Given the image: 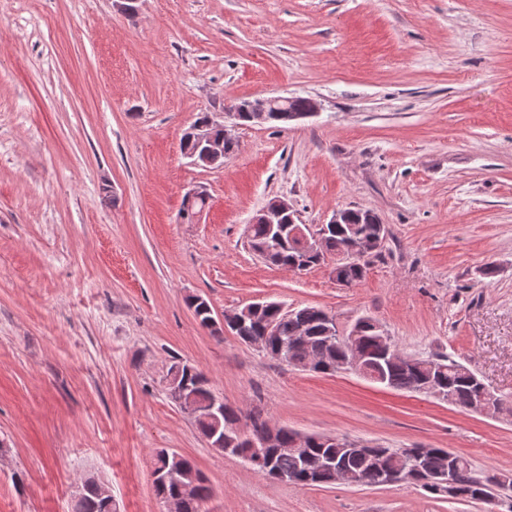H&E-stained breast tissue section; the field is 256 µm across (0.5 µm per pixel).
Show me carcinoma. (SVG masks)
Instances as JSON below:
<instances>
[{
  "label": "carcinoma",
  "mask_w": 512,
  "mask_h": 512,
  "mask_svg": "<svg viewBox=\"0 0 512 512\" xmlns=\"http://www.w3.org/2000/svg\"><path fill=\"white\" fill-rule=\"evenodd\" d=\"M352 224H338L323 234L319 253L312 258V266L325 260L326 256H336V279L345 286L356 285L364 278V264L358 258L350 257L352 232L356 231L369 242L370 255L381 253L386 227L377 222V215L369 209H352ZM322 311L315 306L281 310V304L270 302L264 307L257 321L248 322L235 330L242 342L261 344L260 350L267 355L282 354L289 366L306 369L314 365L312 372L327 373V368H340L352 353L357 352L366 358L372 370L381 378L380 384L394 390L418 392L425 385L432 386L443 394L442 400L463 410L471 409L473 400L478 398L477 385L472 381L474 372L459 364L446 354L430 353L418 356L415 363L408 364L387 357L385 347L379 342L384 332L382 326L370 317H360L356 322L360 332L356 336L332 337L322 332ZM275 324L274 332L265 334L263 321ZM200 401H206L212 394L206 376L197 371L189 377ZM222 422L226 430H240L245 435H254L265 424L261 413L252 412L239 415L233 408L224 406ZM297 431L283 427L280 432L279 447L269 451L264 462L253 470L264 477L275 475L294 477V483L302 486H330L336 484V468L352 473L363 486H384L386 476L374 462L373 448H348L344 438L334 444L324 435H318L308 445V456L316 464L322 459L332 465L311 472L301 456L292 450V441ZM390 457H402L406 461L404 484H414L413 478L424 471L433 473L445 466L455 465L459 473V487L456 498L477 500L482 488L496 481V478L482 479L473 472L470 461L445 448H428L423 459H418L414 448H387ZM101 484L92 483L84 487L77 497L75 512H108L105 498L100 493ZM211 496V489L205 480L195 495L182 502L180 512H205V505Z\"/></svg>",
  "instance_id": "cac0c4a2"
}]
</instances>
